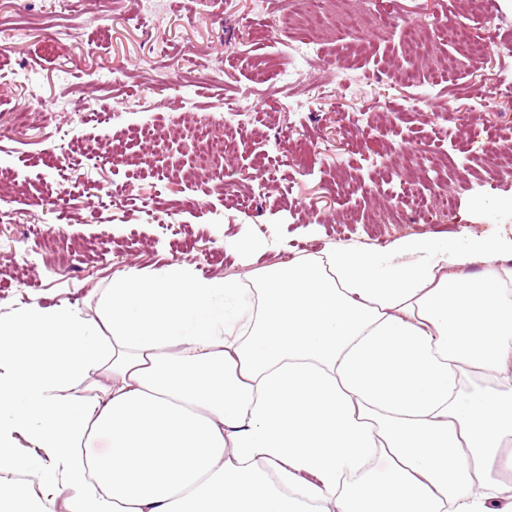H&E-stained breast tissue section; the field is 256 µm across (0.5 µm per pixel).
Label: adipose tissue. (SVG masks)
I'll return each instance as SVG.
<instances>
[{"label":"adipose tissue","mask_w":512,"mask_h":512,"mask_svg":"<svg viewBox=\"0 0 512 512\" xmlns=\"http://www.w3.org/2000/svg\"><path fill=\"white\" fill-rule=\"evenodd\" d=\"M2 471L61 512H512V239L132 267L96 318L0 314Z\"/></svg>","instance_id":"1"}]
</instances>
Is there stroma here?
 <instances>
[{
  "instance_id": "1",
  "label": "stroma",
  "mask_w": 512,
  "mask_h": 512,
  "mask_svg": "<svg viewBox=\"0 0 512 512\" xmlns=\"http://www.w3.org/2000/svg\"><path fill=\"white\" fill-rule=\"evenodd\" d=\"M162 2L0 0V311L66 300L95 317L131 265L246 273L224 254L228 232L278 235L265 264L339 241L512 233V169L479 161L512 146L498 40L512 0H489L484 58L448 44L450 72L433 51L411 55L404 24L470 27L465 0H364L360 26L332 18L320 36L281 26L301 0ZM315 63L318 84L302 82ZM238 110L258 136L219 175H197L192 141L166 137L181 114L218 133ZM418 149L421 170L403 162ZM443 193L453 207H430Z\"/></svg>"
}]
</instances>
